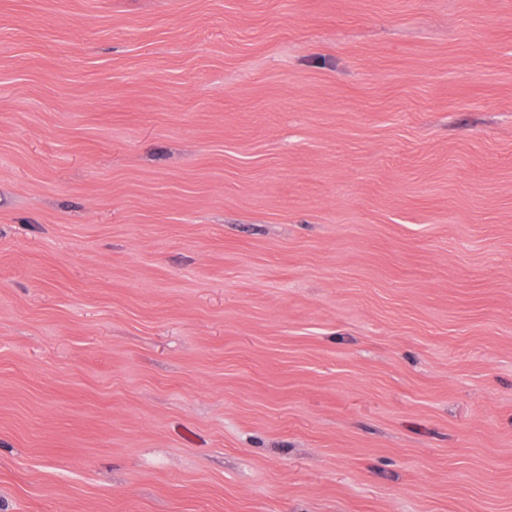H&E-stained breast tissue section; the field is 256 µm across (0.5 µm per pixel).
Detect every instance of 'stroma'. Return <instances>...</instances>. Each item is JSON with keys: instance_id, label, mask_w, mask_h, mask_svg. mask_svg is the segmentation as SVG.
<instances>
[{"instance_id": "1", "label": "stroma", "mask_w": 512, "mask_h": 512, "mask_svg": "<svg viewBox=\"0 0 512 512\" xmlns=\"http://www.w3.org/2000/svg\"><path fill=\"white\" fill-rule=\"evenodd\" d=\"M0 512H512V0H0Z\"/></svg>"}]
</instances>
